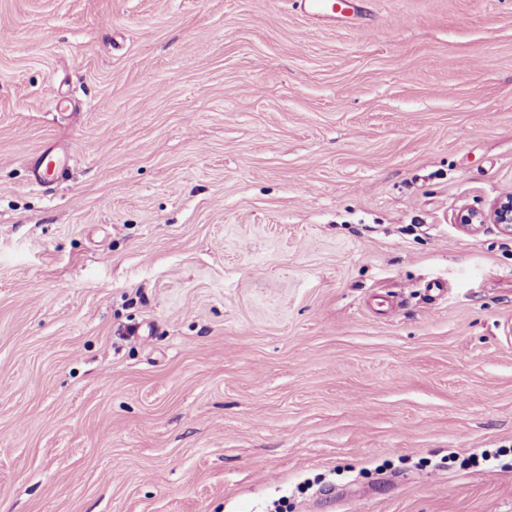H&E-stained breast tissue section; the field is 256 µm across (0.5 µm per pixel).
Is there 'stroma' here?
Returning a JSON list of instances; mask_svg holds the SVG:
<instances>
[{
    "mask_svg": "<svg viewBox=\"0 0 512 512\" xmlns=\"http://www.w3.org/2000/svg\"><path fill=\"white\" fill-rule=\"evenodd\" d=\"M510 194L512 0H0V512H512ZM304 11L325 20L336 19V14L342 11L343 6L350 5L353 0H298ZM67 170L66 161L60 153L43 151L32 165V181L39 187H46L63 177ZM457 222L466 229H473L477 224H496L503 234H512V196L494 200L487 210L464 207L457 215Z\"/></svg>",
    "mask_w": 512,
    "mask_h": 512,
    "instance_id": "35a3bbf8",
    "label": "stroma"
}]
</instances>
